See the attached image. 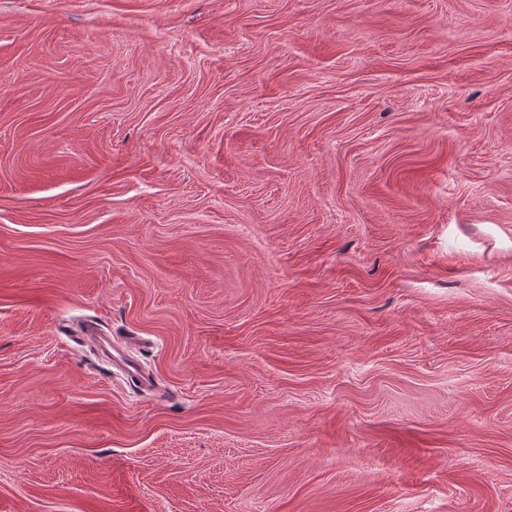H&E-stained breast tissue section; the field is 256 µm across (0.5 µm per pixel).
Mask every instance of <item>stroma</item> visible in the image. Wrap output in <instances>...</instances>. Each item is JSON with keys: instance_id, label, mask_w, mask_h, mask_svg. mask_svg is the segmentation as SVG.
<instances>
[{"instance_id": "35a3bbf8", "label": "stroma", "mask_w": 512, "mask_h": 512, "mask_svg": "<svg viewBox=\"0 0 512 512\" xmlns=\"http://www.w3.org/2000/svg\"><path fill=\"white\" fill-rule=\"evenodd\" d=\"M0 512H512V0H0ZM82 343L93 344L100 348L104 352L109 354L110 359L113 362L120 361L123 363L126 374L133 380L143 381L144 376L141 372L139 365L133 360H129L125 357L123 350H121L115 343L112 344V340L108 336H102L95 328L89 327L85 332V336H79L78 338Z\"/></svg>"}]
</instances>
